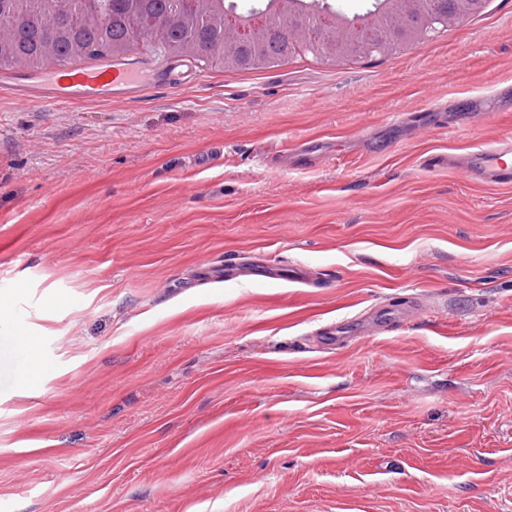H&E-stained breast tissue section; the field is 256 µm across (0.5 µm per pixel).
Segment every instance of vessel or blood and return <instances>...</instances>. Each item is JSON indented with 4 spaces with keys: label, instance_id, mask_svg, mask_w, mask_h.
<instances>
[{
    "label": "vessel or blood",
    "instance_id": "obj_1",
    "mask_svg": "<svg viewBox=\"0 0 512 512\" xmlns=\"http://www.w3.org/2000/svg\"><path fill=\"white\" fill-rule=\"evenodd\" d=\"M142 73L138 67L73 68L60 74H50L41 91L54 102L62 104L73 100H96L111 94L138 87ZM512 138L505 137L475 148L464 158L468 176L491 184L512 182Z\"/></svg>",
    "mask_w": 512,
    "mask_h": 512
}]
</instances>
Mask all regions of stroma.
Wrapping results in <instances>:
<instances>
[{"label":"stroma","instance_id":"1","mask_svg":"<svg viewBox=\"0 0 512 512\" xmlns=\"http://www.w3.org/2000/svg\"><path fill=\"white\" fill-rule=\"evenodd\" d=\"M126 58L185 77L0 70V512H512V185L443 161L512 137V0L349 62ZM144 73H152L160 82L176 80L174 70L151 72L140 67L123 66L73 68L60 74H50L37 92L47 94L58 104L96 100L112 96V92L115 94L138 87L139 76Z\"/></svg>","mask_w":512,"mask_h":512}]
</instances>
